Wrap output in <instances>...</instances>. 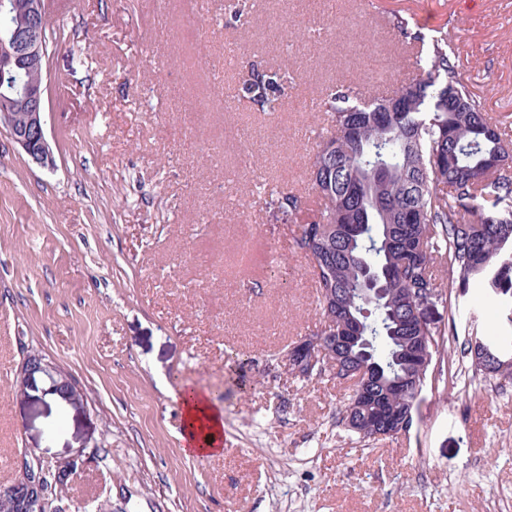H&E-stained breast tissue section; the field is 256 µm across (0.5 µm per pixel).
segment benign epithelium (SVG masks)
I'll return each instance as SVG.
<instances>
[{"label":"benign epithelium","instance_id":"7a95c632","mask_svg":"<svg viewBox=\"0 0 512 512\" xmlns=\"http://www.w3.org/2000/svg\"><path fill=\"white\" fill-rule=\"evenodd\" d=\"M0 15L22 19L20 26L10 27L0 34V77L11 76L13 64L19 60L25 61L26 72L30 74L27 81L15 88L16 97L0 96V128L33 163L44 169H52L56 162L47 139L45 122V93L48 91L49 74L45 0H0ZM17 98L24 107L19 122L14 119L13 113ZM325 340L339 342L347 340V337L338 336L336 329L328 324L323 325L291 347L281 357L280 363L294 374L302 371L311 376H321L327 372L335 374L334 361L324 357L321 347ZM37 373L53 384L60 383L64 391H73L72 381L56 364L29 352L23 354L17 373L18 391H23ZM92 460L90 454L79 451L50 466L35 453H25L17 460L14 482L0 491V497L11 500L16 512H43L49 504L52 505L50 512H66L62 505L65 492L58 475L80 469Z\"/></svg>","mask_w":512,"mask_h":512}]
</instances>
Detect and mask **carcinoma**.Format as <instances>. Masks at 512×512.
Here are the masks:
<instances>
[{"instance_id": "cac0c4a2", "label": "carcinoma", "mask_w": 512, "mask_h": 512, "mask_svg": "<svg viewBox=\"0 0 512 512\" xmlns=\"http://www.w3.org/2000/svg\"><path fill=\"white\" fill-rule=\"evenodd\" d=\"M419 74L393 97L367 98L338 90L323 102L334 132L329 156L333 186L316 188L315 218L299 225L294 242L311 261L322 319L344 336L341 365L369 375V395L351 403L343 419L363 438L388 433L414 410L430 371L444 362L448 339L437 321L423 320L418 291L452 308V293L494 268L512 271V148L496 121L481 112L452 61L448 40L436 39L417 63ZM243 96L263 106L281 96L276 73L255 74ZM392 104L384 112L356 110ZM271 212L295 217L306 202L292 192L265 198ZM443 254L446 274L434 272ZM369 279L380 292L367 302ZM472 364L489 377L512 376V346L475 339Z\"/></svg>"}]
</instances>
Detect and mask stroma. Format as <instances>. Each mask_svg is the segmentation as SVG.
Wrapping results in <instances>:
<instances>
[{
	"label": "stroma",
	"mask_w": 512,
	"mask_h": 512,
	"mask_svg": "<svg viewBox=\"0 0 512 512\" xmlns=\"http://www.w3.org/2000/svg\"><path fill=\"white\" fill-rule=\"evenodd\" d=\"M206 0L161 33L140 0H55L47 12V170L0 130V489L32 451L105 445L67 480L69 512H512V380L426 387L410 431L342 423L351 383L299 378L279 356L321 325L311 263L270 191L305 196L331 130L294 108L355 88L390 96L429 41L512 142V0ZM399 18L404 31L376 26ZM276 72L273 106L243 97ZM490 276L437 310L446 369L472 335H511ZM37 349L76 394L15 373ZM223 392L224 449L187 452L180 393Z\"/></svg>",
	"instance_id": "1"
}]
</instances>
